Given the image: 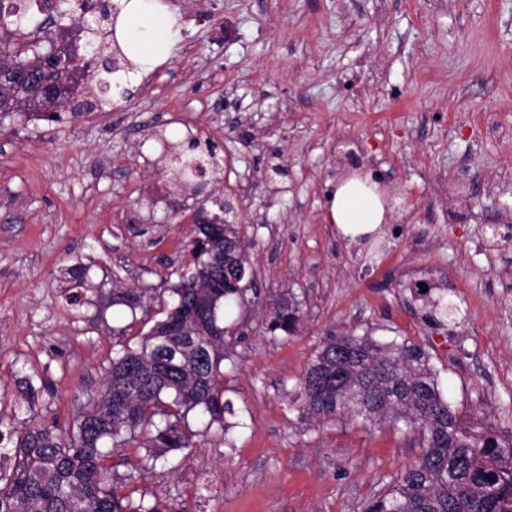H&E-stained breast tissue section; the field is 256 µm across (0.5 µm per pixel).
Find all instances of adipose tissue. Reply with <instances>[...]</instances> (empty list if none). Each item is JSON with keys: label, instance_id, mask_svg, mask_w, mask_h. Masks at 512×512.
Wrapping results in <instances>:
<instances>
[{"label": "adipose tissue", "instance_id": "adipose-tissue-1", "mask_svg": "<svg viewBox=\"0 0 512 512\" xmlns=\"http://www.w3.org/2000/svg\"><path fill=\"white\" fill-rule=\"evenodd\" d=\"M144 0H125L116 21L118 42L134 65L164 54L176 35L174 19L164 13L148 14ZM330 223L350 239L376 232L387 211L375 184L352 177L337 182L328 211Z\"/></svg>", "mask_w": 512, "mask_h": 512}]
</instances>
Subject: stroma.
Wrapping results in <instances>:
<instances>
[{
	"label": "stroma",
	"instance_id": "35a3bbf8",
	"mask_svg": "<svg viewBox=\"0 0 512 512\" xmlns=\"http://www.w3.org/2000/svg\"><path fill=\"white\" fill-rule=\"evenodd\" d=\"M164 9L181 39L131 75V99L0 121V430L71 426L112 359L165 318L196 199L163 142L190 132L217 144L204 189L232 197L250 245L245 298L224 314L234 412L140 487L176 512H366L420 454L415 436L321 424L294 402L319 344L351 330L423 346L458 415L512 435V267L483 243L512 217V0ZM346 141L396 196L379 254L324 219ZM288 291L299 320L270 333L268 301ZM441 304L457 314L438 325Z\"/></svg>",
	"mask_w": 512,
	"mask_h": 512
}]
</instances>
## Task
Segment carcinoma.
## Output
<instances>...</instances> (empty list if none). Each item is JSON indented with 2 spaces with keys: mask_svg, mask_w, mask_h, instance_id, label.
Masks as SVG:
<instances>
[{
  "mask_svg": "<svg viewBox=\"0 0 512 512\" xmlns=\"http://www.w3.org/2000/svg\"><path fill=\"white\" fill-rule=\"evenodd\" d=\"M56 13L62 30L57 40L75 30L90 46L108 29L113 49L102 68L78 66L66 74L51 73L54 99L38 94L22 79L31 60L27 52L13 53L3 33L22 35L21 27L31 7ZM119 8L111 4L105 20L70 26L78 16L76 0H0V119L38 114L47 121L60 120V109L75 103L78 75L91 76L95 96L123 90L121 74L112 67L120 51L115 38ZM168 164L175 179L193 186L194 180L216 166L215 153L195 149L171 151ZM191 241L193 263L179 273V287L170 297L179 308L167 313L135 348L127 346L106 371L103 389L70 429L53 422L36 424L17 437L12 448H0V457L12 462L0 469V512H173L158 499L140 498L133 505L122 487L112 458L128 459L140 448L154 452L136 466L145 478L158 458L192 448L199 433L189 414L208 417L207 427H225L231 412L217 387L225 359L221 311L229 301L243 298L246 288L239 272H249L247 245L234 224H199ZM271 333H290L299 319L300 305L287 293L271 300ZM297 399L300 408L321 421L338 416L360 419L370 425L403 427L417 437L422 451L387 492L370 504L367 512H512V437L466 427L441 394L430 356L423 347L406 341L382 343L353 332L323 341L302 374Z\"/></svg>",
  "mask_w": 512,
  "mask_h": 512,
  "instance_id": "carcinoma-1",
  "label": "carcinoma"
}]
</instances>
